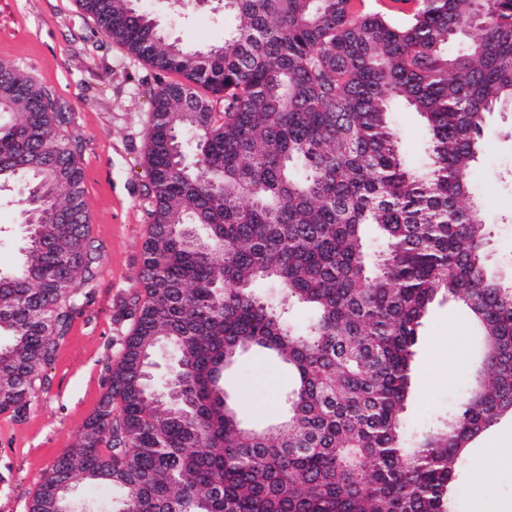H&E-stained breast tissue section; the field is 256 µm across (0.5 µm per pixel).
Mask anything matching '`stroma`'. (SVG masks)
I'll return each mask as SVG.
<instances>
[{
    "label": "stroma",
    "mask_w": 512,
    "mask_h": 512,
    "mask_svg": "<svg viewBox=\"0 0 512 512\" xmlns=\"http://www.w3.org/2000/svg\"><path fill=\"white\" fill-rule=\"evenodd\" d=\"M141 5L182 43L200 48L224 43L217 0H201L184 15L171 13L166 0H141ZM0 59L22 68L68 105L99 256L97 276L45 369V384L20 413L0 414V512H28L40 479L76 447L131 329L123 307L140 289L142 246L150 230L144 200L150 92L178 76L153 69L113 42L78 0H0ZM393 120L406 162L418 164L427 139L420 117L398 106ZM484 130L489 148L474 168L475 198L490 219L493 262L511 267L512 111L487 113ZM0 228L6 232L0 240V269L5 270L17 264L23 236L21 212L5 200ZM472 350L467 316L449 303H434L420 328L412 367L410 431L447 415L469 383ZM289 385L287 370L258 351L247 354L226 378L242 416L258 425L281 414ZM457 493V512H476L482 505L512 512V420H501L475 441Z\"/></svg>",
    "instance_id": "1"
}]
</instances>
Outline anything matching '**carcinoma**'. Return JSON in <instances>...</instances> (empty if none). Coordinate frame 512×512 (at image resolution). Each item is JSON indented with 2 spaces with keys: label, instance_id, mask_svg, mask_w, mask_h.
<instances>
[{
  "label": "carcinoma",
  "instance_id": "obj_1",
  "mask_svg": "<svg viewBox=\"0 0 512 512\" xmlns=\"http://www.w3.org/2000/svg\"><path fill=\"white\" fill-rule=\"evenodd\" d=\"M350 2L223 0L224 45L199 49L138 0H79L112 41L181 80L151 94L132 329L29 512H57L50 484L77 478L112 497L75 495L68 512H455L469 448L512 418V271L493 265L472 202L484 114L512 107V0H414L399 21ZM453 41L463 53L448 54ZM395 102L427 131L415 166ZM68 124L46 87L0 61V191L41 210L0 271L1 414L26 406L96 276ZM186 136L204 144L192 169L173 148ZM437 300L471 316L475 365L457 408L411 436V364ZM162 343L175 361L148 389L134 377ZM252 348L292 378L263 430L224 388Z\"/></svg>",
  "mask_w": 512,
  "mask_h": 512
}]
</instances>
